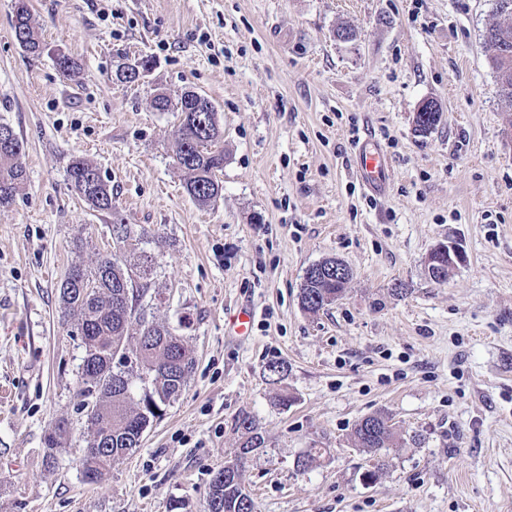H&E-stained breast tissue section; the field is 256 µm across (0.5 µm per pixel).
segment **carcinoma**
<instances>
[{"instance_id":"carcinoma-1","label":"carcinoma","mask_w":512,"mask_h":512,"mask_svg":"<svg viewBox=\"0 0 512 512\" xmlns=\"http://www.w3.org/2000/svg\"><path fill=\"white\" fill-rule=\"evenodd\" d=\"M494 21L486 29L483 49L496 73L500 101L512 112V0H494ZM13 30L24 51L38 56L42 35L32 18L28 0H16ZM67 79L80 77V66L62 55L56 59ZM164 92L157 93L152 106L166 111L173 105ZM182 121L174 138L172 161L186 174L185 188L197 205L207 207L222 193L217 173L224 169V132L211 102L192 91H183L177 103ZM23 143L7 124H0V207L10 205L25 181L21 161ZM71 190L91 209L112 210V186L97 165L75 156L67 167ZM112 252L87 268L76 264L69 269L78 279L64 280L60 301L65 315L74 319L81 337L82 363L78 394L83 397L86 447L81 466L91 482L107 475L112 466L133 455L141 446L145 430L162 417L164 409L184 391L192 358L183 337L170 326L149 321L138 310L148 290L155 260L141 247L143 234L130 224L116 227ZM134 262H129L128 258ZM347 281L318 277L303 282L299 304L309 313L329 306L328 299L342 295ZM138 325V335L131 333ZM241 443L234 455V467L213 472L206 497V512H255L254 501L241 498L243 463L257 454L265 440L254 419L241 414L236 423ZM70 433V424L59 418L45 444V462L51 467ZM355 446L376 458L374 469L365 474L376 481L384 472L386 452L404 442L392 418L375 413L354 427Z\"/></svg>"}]
</instances>
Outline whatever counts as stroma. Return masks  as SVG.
I'll return each mask as SVG.
<instances>
[{
    "instance_id": "obj_1",
    "label": "stroma",
    "mask_w": 512,
    "mask_h": 512,
    "mask_svg": "<svg viewBox=\"0 0 512 512\" xmlns=\"http://www.w3.org/2000/svg\"><path fill=\"white\" fill-rule=\"evenodd\" d=\"M29 3L36 57L0 0V123L21 138L27 177L0 208V512H203L243 413L265 440L243 468L255 512H512V112L483 51L492 0ZM60 54L80 80L60 74ZM141 58L149 76L120 81ZM189 89L224 131V190L205 208L172 163L179 113L151 105ZM428 101L443 116L422 137L413 117ZM369 135L390 161L381 197L353 173ZM79 154L114 210L69 190ZM120 222L157 258L140 308L179 327L193 368L138 451L94 484L80 465L83 348L59 286L111 251ZM442 242L465 260L438 283L426 258ZM326 258L353 276L305 312L304 272ZM241 304L252 329L232 336ZM273 361L287 368L278 384ZM379 412L406 441L369 482L352 431ZM60 417L72 433L49 467ZM311 448L322 457L298 468Z\"/></svg>"
}]
</instances>
